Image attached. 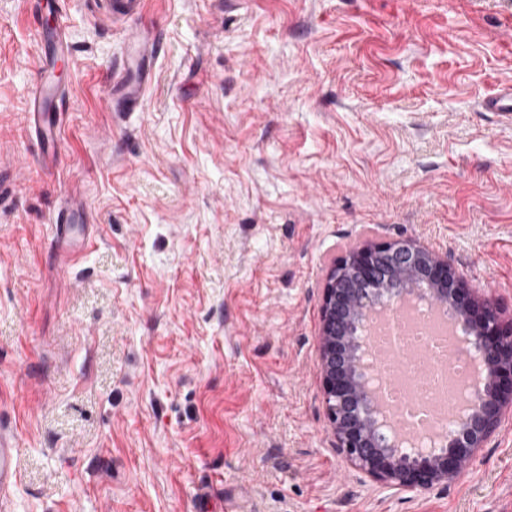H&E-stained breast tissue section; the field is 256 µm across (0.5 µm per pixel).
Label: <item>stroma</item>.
Instances as JSON below:
<instances>
[{
  "label": "stroma",
  "instance_id": "stroma-1",
  "mask_svg": "<svg viewBox=\"0 0 512 512\" xmlns=\"http://www.w3.org/2000/svg\"><path fill=\"white\" fill-rule=\"evenodd\" d=\"M0 0V428L9 512H503L512 411L465 471L396 492L326 419L329 268L415 239L512 319V0H65L60 164L27 122L40 21ZM140 106L104 104L131 28ZM91 242L52 248L61 208ZM135 50L130 65L123 72L112 74L108 102L113 94L122 96L128 103L137 105L145 95L148 83L152 78L151 64L158 47V30L153 26H140L129 38ZM19 448L13 438L0 429V508L8 510L6 499L17 483Z\"/></svg>",
  "mask_w": 512,
  "mask_h": 512
}]
</instances>
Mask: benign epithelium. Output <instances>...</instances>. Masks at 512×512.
<instances>
[{
	"label": "benign epithelium",
	"mask_w": 512,
	"mask_h": 512,
	"mask_svg": "<svg viewBox=\"0 0 512 512\" xmlns=\"http://www.w3.org/2000/svg\"><path fill=\"white\" fill-rule=\"evenodd\" d=\"M408 299L443 303L481 370L478 411L457 419L440 447L407 453L376 404L364 345L366 313ZM320 312L325 413L339 452L397 491L426 490L465 470L512 407V322L501 319V308L475 297L448 257L405 239L370 241L342 257L327 276Z\"/></svg>",
	"instance_id": "obj_1"
}]
</instances>
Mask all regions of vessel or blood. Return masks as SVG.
<instances>
[{
  "label": "vessel or blood",
  "instance_id": "obj_1",
  "mask_svg": "<svg viewBox=\"0 0 512 512\" xmlns=\"http://www.w3.org/2000/svg\"><path fill=\"white\" fill-rule=\"evenodd\" d=\"M41 44L39 77L29 95L28 122L36 142L38 157L45 169L56 167L61 144L60 116L65 110L66 90L59 83L56 71L69 64V44L61 26L38 32ZM135 50L130 64L113 73L110 93L122 96L128 103L139 104L152 78L151 64L158 47V31L154 26H140L130 37ZM73 212L65 208L56 218L54 236L57 247H68L74 233ZM18 456L12 436L0 430V512L6 506L18 479Z\"/></svg>",
  "mask_w": 512,
  "mask_h": 512
}]
</instances>
